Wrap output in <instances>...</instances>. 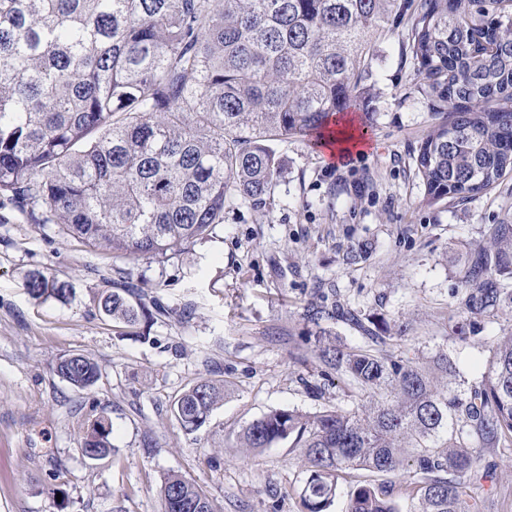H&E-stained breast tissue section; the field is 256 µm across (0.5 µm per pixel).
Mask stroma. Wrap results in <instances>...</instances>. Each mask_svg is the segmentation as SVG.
<instances>
[{"label":"stroma","instance_id":"obj_1","mask_svg":"<svg viewBox=\"0 0 512 512\" xmlns=\"http://www.w3.org/2000/svg\"><path fill=\"white\" fill-rule=\"evenodd\" d=\"M373 40L369 100L350 108L364 145L331 162L314 141L278 149L288 174L274 204L236 203L209 238L164 259H115L35 226L0 204V512H163L159 486L185 475L218 512H299L307 473L283 442L237 445L247 422L276 409L350 406L349 387L322 374L304 340L307 307L334 304L406 326L387 351L446 350L466 385L480 383L486 342L512 334V315L467 314L455 261L498 224H512V173L466 201L421 205L413 151L435 119L415 93L408 16ZM73 285L67 302L33 298L31 271ZM130 278L158 303L149 336L103 320L98 292ZM467 341H460L457 324ZM80 354L99 369L79 390L55 372ZM203 379L228 383L199 431L185 433L172 402ZM112 424L111 455L82 456L92 412ZM466 495L479 512H512V446L484 452Z\"/></svg>","mask_w":512,"mask_h":512}]
</instances>
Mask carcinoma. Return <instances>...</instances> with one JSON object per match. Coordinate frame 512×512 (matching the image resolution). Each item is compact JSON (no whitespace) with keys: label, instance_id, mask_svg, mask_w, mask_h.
<instances>
[{"label":"carcinoma","instance_id":"carcinoma-1","mask_svg":"<svg viewBox=\"0 0 512 512\" xmlns=\"http://www.w3.org/2000/svg\"><path fill=\"white\" fill-rule=\"evenodd\" d=\"M404 10L415 91L437 119L417 149L420 203L481 194L512 172V0H0V198L116 258L181 252L224 223L225 206L273 198L287 171L274 142L319 141L366 98L368 36ZM458 279L467 313L511 312L512 226L492 228ZM27 289L64 302L73 286L36 271ZM97 311L139 336L154 322L122 284ZM334 319V305L306 309L312 355L368 401L272 410L242 427L239 447L300 449L303 512H328L344 482L347 512H400L375 483L383 476L398 478L409 512H477L465 479L483 449L512 444V335L488 345L487 372L466 396L448 352L389 354L387 322L350 312L372 346L348 347ZM55 371L81 390L99 379L79 354ZM224 394V381H202L172 416L193 434ZM110 433L93 416L81 452L108 457ZM159 493L164 512H215L178 473Z\"/></svg>","mask_w":512,"mask_h":512}]
</instances>
